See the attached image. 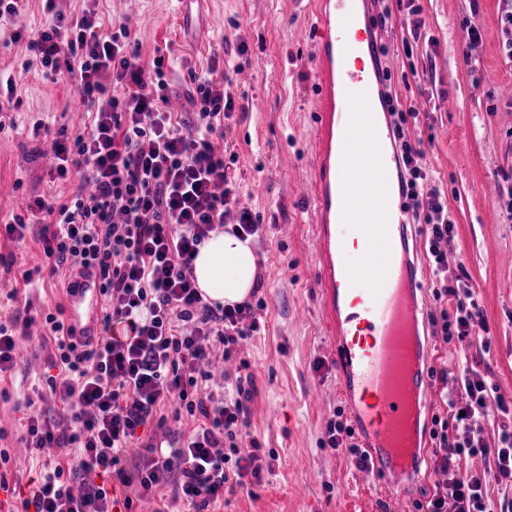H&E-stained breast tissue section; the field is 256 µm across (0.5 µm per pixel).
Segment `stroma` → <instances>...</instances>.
I'll return each mask as SVG.
<instances>
[{"instance_id": "stroma-1", "label": "stroma", "mask_w": 512, "mask_h": 512, "mask_svg": "<svg viewBox=\"0 0 512 512\" xmlns=\"http://www.w3.org/2000/svg\"><path fill=\"white\" fill-rule=\"evenodd\" d=\"M312 0H197L183 16L179 0H59L68 15L94 5L104 31L127 24L139 56L165 58L171 109L186 113L195 88L192 74L210 64L240 65L226 91L237 106L224 123V162L236 186L238 205L262 224L254 238L260 288L252 298L261 330L240 344L232 359L214 368L215 379L247 363L251 380L249 438L261 445L259 481L236 489L216 512H415L436 479L432 450L420 451V475L397 479L364 476L347 453L324 449L330 419L352 420L337 392L332 338L318 331L321 289L314 272L313 227L305 200L276 172L291 161L307 177L312 134L306 116L316 109L314 42L319 34ZM19 40L0 35V76L17 77L21 106L14 124L0 131V223L21 213L25 199L43 194L62 201L69 183L50 184L44 159L50 135L76 131L87 120L74 85L26 68L29 36L52 22L43 0H22ZM409 10L387 0L386 58L391 87L402 108L418 118L407 125L422 141L421 163L448 205L454 229L445 251L457 260L449 281L475 290L484 318L475 343L461 355L445 342L437 324L450 298L429 301L428 327L435 368L458 375L475 367L488 386L512 402V39L500 23L499 0H417ZM481 35L470 48L467 31ZM43 123L44 132L34 130ZM34 237L16 243L0 236V325L11 326L59 305L64 283L23 279L40 265ZM51 342L29 338L14 369L0 376V504L19 512L26 484L40 480L38 458L18 453L28 399L44 387Z\"/></svg>"}]
</instances>
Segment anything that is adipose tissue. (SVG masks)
<instances>
[{"mask_svg":"<svg viewBox=\"0 0 512 512\" xmlns=\"http://www.w3.org/2000/svg\"><path fill=\"white\" fill-rule=\"evenodd\" d=\"M194 275L205 300L223 305L246 300L257 280V258L250 241L230 232L211 234L194 260Z\"/></svg>","mask_w":512,"mask_h":512,"instance_id":"adipose-tissue-1","label":"adipose tissue"}]
</instances>
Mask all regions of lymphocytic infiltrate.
Here are the masks:
<instances>
[{
    "mask_svg": "<svg viewBox=\"0 0 512 512\" xmlns=\"http://www.w3.org/2000/svg\"><path fill=\"white\" fill-rule=\"evenodd\" d=\"M52 23L30 43L33 62L45 74H69L91 120L74 136L59 133L53 142L48 175L80 183L62 203L43 196L29 199L32 214L43 215L38 230L45 266L24 271L25 280L42 272L72 274L95 268L105 301L103 336L79 348L70 329L53 312L27 317L24 328L41 324L52 338L49 358L57 375L46 384L63 405L60 416L29 417L21 442L41 458L44 474L22 501L24 512H130L132 497L117 498L100 483L108 473L122 486L137 485L147 496L173 481L174 501L188 512H209L225 492L258 477L261 447L242 445L251 391L237 385L235 397L210 387L206 370L214 351L230 357L241 340L259 331L250 301L221 306L205 301L193 262L210 233L231 224L234 235L259 233L253 214L237 208L224 153L214 139L235 102L224 93L214 70L197 75L196 109L190 122L174 119L165 93L163 57L152 72L127 49V28L103 32L96 15L84 9L66 17L56 0H45ZM402 181L428 226L425 250L433 276L446 273L442 249L453 231L448 206L430 188L419 164L422 151L402 142ZM435 297L454 302L443 315L445 341L466 343L481 312L468 283L441 287ZM454 394L443 399L446 419L432 429L434 482L417 512H499L486 493L488 478L512 485V405L475 370L454 380ZM174 405L173 418L193 417L197 425L182 439L158 444L149 439L134 467H127L137 431L165 426L156 408ZM495 421L499 445L485 447L483 425ZM71 449L77 468L65 467L58 451ZM478 466L460 470L462 457Z\"/></svg>",
    "mask_w": 512,
    "mask_h": 512,
    "instance_id": "obj_1",
    "label": "lymphocytic infiltrate"
}]
</instances>
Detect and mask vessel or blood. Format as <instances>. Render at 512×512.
<instances>
[{
	"mask_svg": "<svg viewBox=\"0 0 512 512\" xmlns=\"http://www.w3.org/2000/svg\"><path fill=\"white\" fill-rule=\"evenodd\" d=\"M314 15L326 35L316 46L318 110L313 177L298 183L313 216L323 328L332 336L339 390L372 457L373 472H413L417 455L402 458L408 441L422 443L421 419L432 411L427 363L426 266L417 246L415 208L394 187L402 167L390 118L366 92L386 93V67L377 51L384 40L372 22L317 0ZM361 26L370 69H350L348 33ZM362 245L351 262L349 241ZM98 274L71 280L64 303L75 341L96 342L103 311Z\"/></svg>",
	"mask_w": 512,
	"mask_h": 512,
	"instance_id": "obj_1",
	"label": "vessel or blood"
}]
</instances>
